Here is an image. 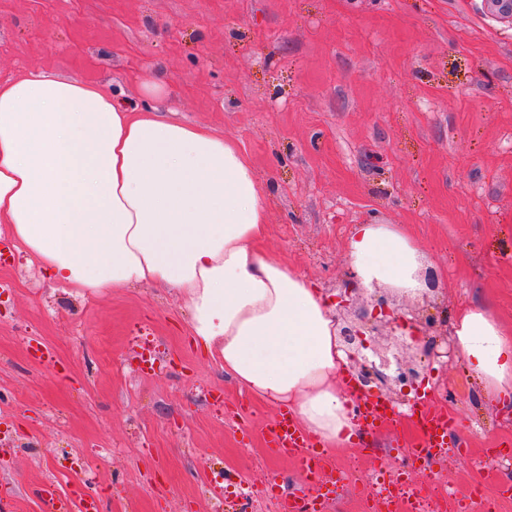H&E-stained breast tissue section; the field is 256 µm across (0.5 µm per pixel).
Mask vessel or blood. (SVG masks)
I'll return each mask as SVG.
<instances>
[{"instance_id":"vessel-or-blood-1","label":"vessel or blood","mask_w":512,"mask_h":512,"mask_svg":"<svg viewBox=\"0 0 512 512\" xmlns=\"http://www.w3.org/2000/svg\"><path fill=\"white\" fill-rule=\"evenodd\" d=\"M415 422L422 432V448H443L456 440L458 431L447 413L430 404L416 405ZM359 414L366 429L372 430L389 423L387 405L379 400H368L359 407ZM268 449L278 455H292L297 465L311 479H318L325 469V455L312 442L290 413L283 412L267 425Z\"/></svg>"}]
</instances>
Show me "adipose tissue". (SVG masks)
I'll return each instance as SVG.
<instances>
[{
  "mask_svg": "<svg viewBox=\"0 0 512 512\" xmlns=\"http://www.w3.org/2000/svg\"><path fill=\"white\" fill-rule=\"evenodd\" d=\"M0 223L77 292L176 289L194 342L239 385L287 405L324 447L354 438L333 306L259 249L264 197L234 142L90 81L0 82ZM349 260L361 286L421 287L422 253L402 225H357ZM453 339L485 398L512 399V337L493 315L466 309Z\"/></svg>",
  "mask_w": 512,
  "mask_h": 512,
  "instance_id": "adipose-tissue-1",
  "label": "adipose tissue"
}]
</instances>
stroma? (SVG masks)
Listing matches in <instances>:
<instances>
[{"mask_svg": "<svg viewBox=\"0 0 512 512\" xmlns=\"http://www.w3.org/2000/svg\"><path fill=\"white\" fill-rule=\"evenodd\" d=\"M41 70L134 100L162 80L168 117L252 165L263 251L328 298L350 282L355 226L400 224L433 286L366 288L360 304L383 295L446 331L481 304L512 335V23L485 0H0V81ZM399 355L466 451L414 461L404 418L328 449L345 487L312 484L263 443L280 406L193 344L175 290L77 295L0 223V512H78L88 496L102 512H278L274 483L360 512V490L398 468L420 499L479 480L474 512H512V481L488 463L512 407L479 400L463 360Z\"/></svg>", "mask_w": 512, "mask_h": 512, "instance_id": "35a3bbf8", "label": "stroma"}]
</instances>
